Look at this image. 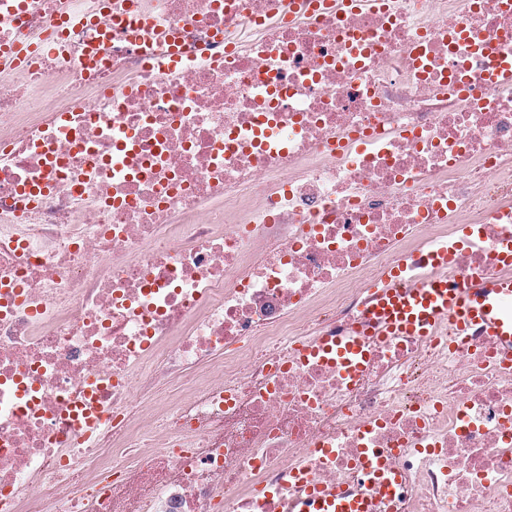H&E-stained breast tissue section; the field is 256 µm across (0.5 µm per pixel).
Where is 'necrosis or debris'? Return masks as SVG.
<instances>
[{
	"label": "necrosis or debris",
	"mask_w": 512,
	"mask_h": 512,
	"mask_svg": "<svg viewBox=\"0 0 512 512\" xmlns=\"http://www.w3.org/2000/svg\"><path fill=\"white\" fill-rule=\"evenodd\" d=\"M105 2L59 48L57 0H0L45 45L0 72V512H288L371 450L374 512H512L495 339L323 351L391 271L512 276V0ZM361 483L380 490L388 499H394L404 490L400 475L389 466L383 455L365 456L358 464Z\"/></svg>",
	"instance_id": "necrosis-or-debris-1"
}]
</instances>
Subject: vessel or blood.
Returning <instances> with one entry per match:
<instances>
[{
  "label": "vessel or blood",
  "mask_w": 512,
  "mask_h": 512,
  "mask_svg": "<svg viewBox=\"0 0 512 512\" xmlns=\"http://www.w3.org/2000/svg\"><path fill=\"white\" fill-rule=\"evenodd\" d=\"M337 2L357 9L375 7L379 0H288V6L297 15L305 7L312 11L328 10ZM42 51L43 43L39 40L1 44L0 65L25 66ZM370 315L383 336H429L437 324L444 323L458 336L478 330L496 337L503 344L502 356H512V279L479 276L473 282L461 284L439 277L411 288L394 283L380 295ZM365 340L362 330L337 339L331 348L337 363L357 367L364 356ZM358 476L361 483L380 490L389 499L396 498L404 489L400 475L381 455L364 457L358 465ZM292 512H373V500L341 489H313Z\"/></svg>",
  "instance_id": "vessel-or-blood-1"
}]
</instances>
